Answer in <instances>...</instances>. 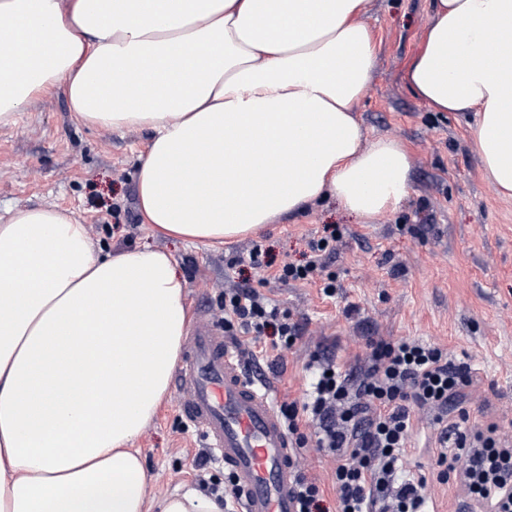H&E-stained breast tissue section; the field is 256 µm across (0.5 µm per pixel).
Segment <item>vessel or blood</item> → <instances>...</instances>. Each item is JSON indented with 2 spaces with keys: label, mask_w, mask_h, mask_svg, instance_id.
Instances as JSON below:
<instances>
[{
  "label": "vessel or blood",
  "mask_w": 512,
  "mask_h": 512,
  "mask_svg": "<svg viewBox=\"0 0 512 512\" xmlns=\"http://www.w3.org/2000/svg\"><path fill=\"white\" fill-rule=\"evenodd\" d=\"M175 383L185 417L231 470L241 512H296L292 443L276 401L208 320L188 337Z\"/></svg>",
  "instance_id": "1"
}]
</instances>
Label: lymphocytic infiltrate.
I'll return each mask as SVG.
<instances>
[{"mask_svg": "<svg viewBox=\"0 0 512 512\" xmlns=\"http://www.w3.org/2000/svg\"><path fill=\"white\" fill-rule=\"evenodd\" d=\"M336 230L311 240L304 264H283V284L313 283L336 292L328 262ZM241 332L253 346L290 350L301 328L290 311L272 306L257 289L224 294V333ZM311 382L302 400L280 412L296 453L314 449L335 463V505L301 468H294L297 512H429L432 483L460 482L481 512H512V442L497 424H470L463 404L473 383L471 368L446 349L418 339L367 337L353 364L337 366L316 350L305 364ZM427 417L439 430L441 451L429 475L406 474L403 457L414 422Z\"/></svg>", "mask_w": 512, "mask_h": 512, "instance_id": "f902f5d3", "label": "lymphocytic infiltrate"}]
</instances>
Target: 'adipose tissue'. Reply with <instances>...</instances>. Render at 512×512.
<instances>
[{
  "mask_svg": "<svg viewBox=\"0 0 512 512\" xmlns=\"http://www.w3.org/2000/svg\"><path fill=\"white\" fill-rule=\"evenodd\" d=\"M366 0H0V128L63 91L77 121L150 132L147 223L250 235L325 196L361 223L412 190L399 141L354 109L376 48ZM404 74L437 112L476 111L481 173L512 198V0H432ZM185 280L149 247L99 255L84 224L0 217V512H224L190 484L150 495L134 441L188 332Z\"/></svg>",
  "mask_w": 512,
  "mask_h": 512,
  "instance_id": "1",
  "label": "adipose tissue"
}]
</instances>
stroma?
I'll return each mask as SVG.
<instances>
[{"instance_id":"obj_1","label":"stroma","mask_w":512,"mask_h":512,"mask_svg":"<svg viewBox=\"0 0 512 512\" xmlns=\"http://www.w3.org/2000/svg\"><path fill=\"white\" fill-rule=\"evenodd\" d=\"M362 20L377 45L376 70L355 115L368 137L402 141L412 191L370 224L357 223L326 198L221 245L156 233L138 203L137 170L147 150L143 130L112 131L76 122L62 93L44 96L0 129V214L31 206L71 210L96 246L121 251L148 245L169 252L187 283L192 317L224 318V290L253 285L262 271L248 254L262 245L273 264L300 263L309 240L335 225L342 237L330 268L336 295L313 285L269 282L263 292L302 327L295 348L261 360L277 401L302 399L310 352L331 347L350 364L366 337H411L447 348L468 363L475 383L465 406L473 421H497L512 438V199L483 180L469 112H436L416 98L403 72L432 20L430 0H366ZM153 492L184 482L220 489L223 462L195 463L205 441L187 421L177 390L136 440Z\"/></svg>"}]
</instances>
